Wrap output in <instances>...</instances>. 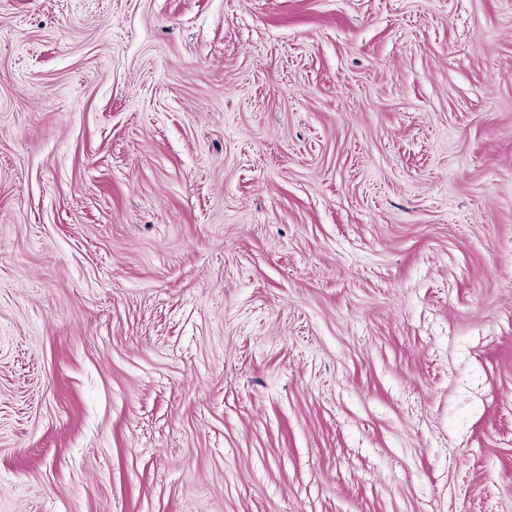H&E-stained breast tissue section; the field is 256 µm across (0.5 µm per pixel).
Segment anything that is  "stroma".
Wrapping results in <instances>:
<instances>
[{
    "mask_svg": "<svg viewBox=\"0 0 512 512\" xmlns=\"http://www.w3.org/2000/svg\"><path fill=\"white\" fill-rule=\"evenodd\" d=\"M0 512H512V0H0Z\"/></svg>",
    "mask_w": 512,
    "mask_h": 512,
    "instance_id": "stroma-1",
    "label": "stroma"
}]
</instances>
